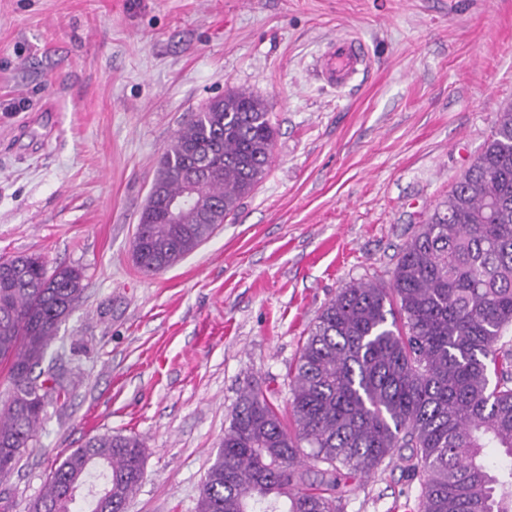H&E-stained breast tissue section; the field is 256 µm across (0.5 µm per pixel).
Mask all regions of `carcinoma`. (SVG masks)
<instances>
[{
	"label": "carcinoma",
	"mask_w": 512,
	"mask_h": 512,
	"mask_svg": "<svg viewBox=\"0 0 512 512\" xmlns=\"http://www.w3.org/2000/svg\"><path fill=\"white\" fill-rule=\"evenodd\" d=\"M276 129L243 91L210 101L164 152L139 216L133 257L146 272L182 260L235 213L268 169ZM195 176L179 223L159 201ZM83 273L38 255L0 261V477L29 447L63 387L42 369L80 303ZM512 105L448 197L408 241L385 287L341 289L317 316L291 379L290 415L248 385L209 466L197 512H339L341 470L394 456L419 482V512H512ZM511 462L491 472L484 450ZM144 478L135 436L89 438L59 463L32 512H121Z\"/></svg>",
	"instance_id": "obj_1"
}]
</instances>
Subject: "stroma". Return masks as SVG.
<instances>
[{
	"instance_id": "35a3bbf8",
	"label": "stroma",
	"mask_w": 512,
	"mask_h": 512,
	"mask_svg": "<svg viewBox=\"0 0 512 512\" xmlns=\"http://www.w3.org/2000/svg\"><path fill=\"white\" fill-rule=\"evenodd\" d=\"M345 34L370 66L337 90L312 66ZM230 90L266 102L270 166L193 253L141 271L160 159ZM509 102L512 0H0V257L78 268L85 288L49 350L67 392L0 479V512H31L104 433L145 449L125 512H196L242 390L287 409L323 307L390 284ZM349 486L341 512H418L399 459Z\"/></svg>"
}]
</instances>
